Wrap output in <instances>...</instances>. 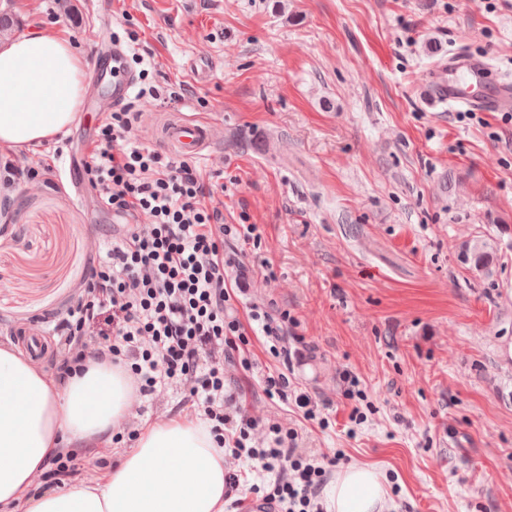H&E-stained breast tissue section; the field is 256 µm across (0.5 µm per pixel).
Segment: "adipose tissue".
I'll list each match as a JSON object with an SVG mask.
<instances>
[{
	"label": "adipose tissue",
	"mask_w": 512,
	"mask_h": 512,
	"mask_svg": "<svg viewBox=\"0 0 512 512\" xmlns=\"http://www.w3.org/2000/svg\"><path fill=\"white\" fill-rule=\"evenodd\" d=\"M80 53L49 29L0 46V144L22 147L62 133L85 91ZM131 389L124 372L94 365L66 385L0 349V503L25 512H224V452L201 420L146 428L97 484L33 496L45 460L67 441L121 431ZM329 512H383L381 471L354 464L325 489Z\"/></svg>",
	"instance_id": "ef3b65f1"
}]
</instances>
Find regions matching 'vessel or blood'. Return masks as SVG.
Here are the masks:
<instances>
[{
    "label": "vessel or blood",
    "mask_w": 512,
    "mask_h": 512,
    "mask_svg": "<svg viewBox=\"0 0 512 512\" xmlns=\"http://www.w3.org/2000/svg\"><path fill=\"white\" fill-rule=\"evenodd\" d=\"M129 52L121 43L95 49L90 80L109 83L113 105H120L131 97L137 80L127 62ZM489 64L485 58L457 53L449 56L441 70L437 101L449 107L467 106L481 112L512 110V81L502 79L488 84ZM213 134L212 126L193 121L167 127L161 134L164 146L183 157L199 156L203 146Z\"/></svg>",
    "instance_id": "vessel-or-blood-1"
}]
</instances>
